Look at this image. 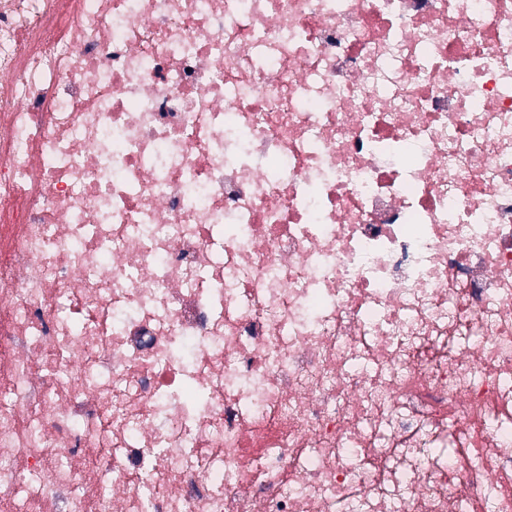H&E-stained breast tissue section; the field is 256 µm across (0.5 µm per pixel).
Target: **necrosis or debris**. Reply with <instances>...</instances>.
<instances>
[{
	"label": "necrosis or debris",
	"instance_id": "1",
	"mask_svg": "<svg viewBox=\"0 0 512 512\" xmlns=\"http://www.w3.org/2000/svg\"><path fill=\"white\" fill-rule=\"evenodd\" d=\"M0 512H512V0H0Z\"/></svg>",
	"mask_w": 512,
	"mask_h": 512
}]
</instances>
